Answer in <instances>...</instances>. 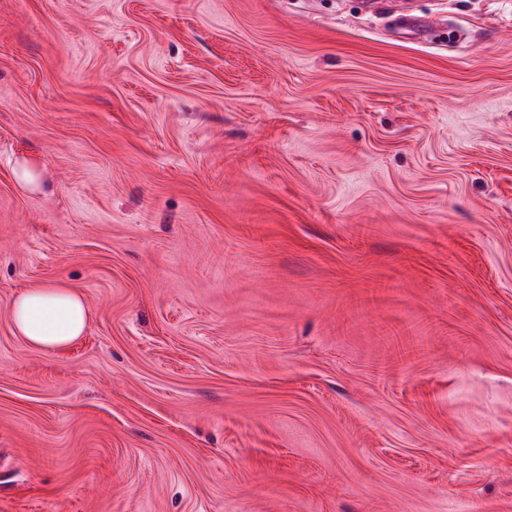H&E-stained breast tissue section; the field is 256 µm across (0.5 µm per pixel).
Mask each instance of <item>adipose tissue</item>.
<instances>
[{
    "mask_svg": "<svg viewBox=\"0 0 512 512\" xmlns=\"http://www.w3.org/2000/svg\"><path fill=\"white\" fill-rule=\"evenodd\" d=\"M89 316L85 297L62 281L21 291L9 308L16 335L43 350L58 349L75 341L83 334Z\"/></svg>",
    "mask_w": 512,
    "mask_h": 512,
    "instance_id": "adipose-tissue-1",
    "label": "adipose tissue"
}]
</instances>
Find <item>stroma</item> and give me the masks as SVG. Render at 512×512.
Returning <instances> with one entry per match:
<instances>
[{
    "instance_id": "stroma-1",
    "label": "stroma",
    "mask_w": 512,
    "mask_h": 512,
    "mask_svg": "<svg viewBox=\"0 0 512 512\" xmlns=\"http://www.w3.org/2000/svg\"><path fill=\"white\" fill-rule=\"evenodd\" d=\"M370 2L0 0V512H512V0ZM89 316L85 297L64 281L25 289L14 297L9 308L16 335L43 350L75 341L83 334Z\"/></svg>"
}]
</instances>
